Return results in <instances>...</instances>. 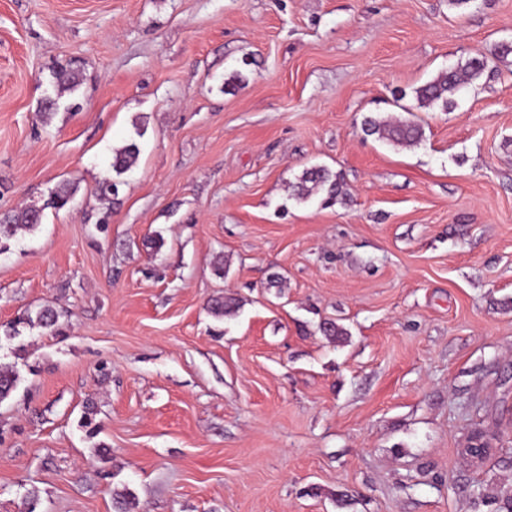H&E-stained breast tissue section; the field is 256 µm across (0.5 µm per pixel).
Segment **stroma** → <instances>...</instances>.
<instances>
[{"label":"stroma","mask_w":512,"mask_h":512,"mask_svg":"<svg viewBox=\"0 0 512 512\" xmlns=\"http://www.w3.org/2000/svg\"><path fill=\"white\" fill-rule=\"evenodd\" d=\"M510 40L512 0H0V215L43 208L0 250V323L65 330L0 342V512H482L512 483ZM478 52L451 110L418 107ZM403 105L417 147L364 132ZM313 165L334 205L289 198ZM487 66V57L476 54L464 64L441 70L433 79L413 91L419 107L438 106L447 111L455 105L457 93L464 86L478 80ZM139 155V145L134 141L115 149L112 156V171L117 177L130 171L137 163ZM59 312L50 305H45L35 312L34 317L28 314L25 318H19L17 321H10L5 324H0V338L1 334L8 339H14L20 335V324L33 326L35 323L41 328L47 330L52 335L62 334V324L60 323ZM476 498L489 509L488 512H512V484L478 488Z\"/></svg>","instance_id":"35a3bbf8"}]
</instances>
